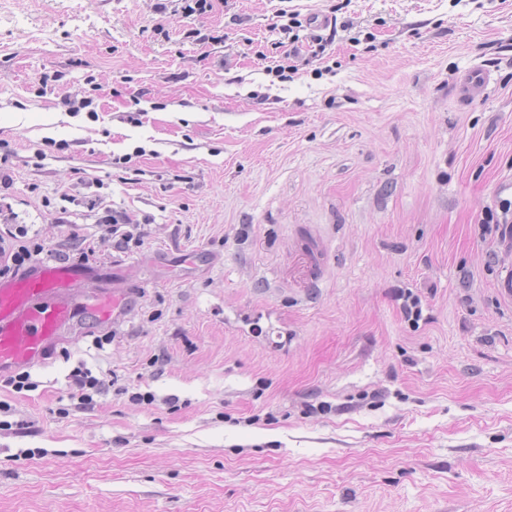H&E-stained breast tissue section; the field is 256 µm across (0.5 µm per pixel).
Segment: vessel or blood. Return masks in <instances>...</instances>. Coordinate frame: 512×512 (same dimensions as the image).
Instances as JSON below:
<instances>
[{"instance_id": "vessel-or-blood-1", "label": "vessel or blood", "mask_w": 512, "mask_h": 512, "mask_svg": "<svg viewBox=\"0 0 512 512\" xmlns=\"http://www.w3.org/2000/svg\"><path fill=\"white\" fill-rule=\"evenodd\" d=\"M77 278L75 268L58 260L0 280V374L47 363L51 349L74 319L69 292ZM121 307L120 298L103 291L92 298L87 309L105 324Z\"/></svg>"}]
</instances>
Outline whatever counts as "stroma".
Returning a JSON list of instances; mask_svg holds the SVG:
<instances>
[{"label": "stroma", "instance_id": "obj_1", "mask_svg": "<svg viewBox=\"0 0 512 512\" xmlns=\"http://www.w3.org/2000/svg\"><path fill=\"white\" fill-rule=\"evenodd\" d=\"M156 4L0 0V230L94 250L0 512H512V0ZM103 221L107 224H112V238L120 237L115 246L120 249H128L130 246V242L135 240L137 243V236L134 238V235L131 232H123L118 235L121 226H137L139 224H131L129 216L126 212L118 211V210H108L107 215L104 216ZM140 226V225H139ZM121 307L122 300L107 291L96 294L86 306L100 324L111 322L120 313Z\"/></svg>", "mask_w": 512, "mask_h": 512}]
</instances>
